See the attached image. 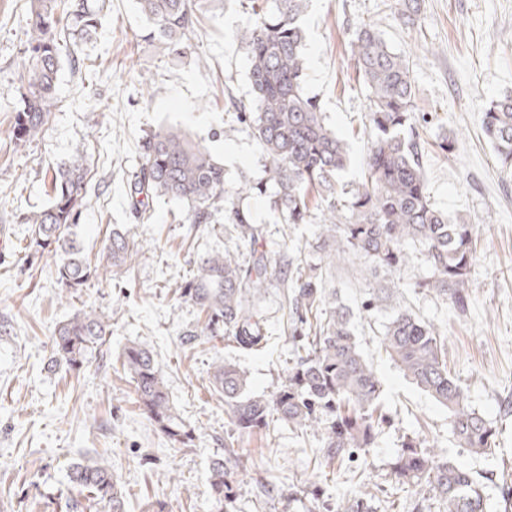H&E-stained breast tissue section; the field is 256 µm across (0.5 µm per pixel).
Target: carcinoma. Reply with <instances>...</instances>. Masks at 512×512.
<instances>
[{"mask_svg": "<svg viewBox=\"0 0 512 512\" xmlns=\"http://www.w3.org/2000/svg\"><path fill=\"white\" fill-rule=\"evenodd\" d=\"M261 2L253 20L237 34L249 63L251 98L230 101L248 124L264 159V176L247 174L229 187L224 165L185 135L159 128L142 142L137 170L127 182L136 218H150L153 201L167 197L182 205L180 223L196 227L224 213L237 233L234 250L206 254L195 262L180 297L204 315L201 325L183 333L186 345L202 336H222L239 350L260 352L270 339L269 320L253 298L266 288L282 291L288 306L292 345L282 378L271 395H252L239 368L216 361L209 371L213 394L224 401L231 434L224 453L209 464L211 512H230L236 500L243 462L235 445L279 423L321 437L327 464L344 463L373 447L394 418L383 412L385 388L365 356L351 311L329 287L323 262L356 257L375 270L399 273L411 251L424 259L428 275L411 284L450 302L459 311L470 299L471 271L478 237L474 225L439 210L431 201L423 157L425 142L415 131L413 63L395 53L375 24L362 23L351 47L355 71L369 89L365 129L369 147L358 182L347 186V143L336 136L319 102L305 88L306 33L302 18L308 0ZM148 23L147 37L173 51L183 50L186 33L198 22L206 0H138ZM384 5L414 22L420 0H385ZM112 19V0H30L21 62V107L8 128L16 145L36 139L59 108L57 77L62 55L78 63L84 42ZM482 131L506 167L512 165V94L492 100L482 113ZM50 204L27 218L31 224L25 253L48 249L61 254L56 265L60 296L75 297L91 282L131 267L138 244L128 232L109 234L106 263L92 262L77 233L88 195V171L76 159L52 173ZM271 190L280 223L320 224L324 257L302 253L287 257L267 248L263 228L254 223L244 201ZM109 320L94 309H80L52 333V366L78 372L104 353ZM379 351L417 388L448 410L456 445L474 457H488L496 446V426L468 404L464 389L448 371L444 330L408 307L388 316ZM122 367L134 383L136 402L153 428L171 447L193 443L195 429L175 412L153 351L133 343ZM392 472L402 485L422 487L443 505L442 512H488V503L472 472L405 436ZM69 482L78 495L64 500L65 512H126V492L105 459L71 464ZM310 512H372L366 490L334 506L310 490Z\"/></svg>", "mask_w": 512, "mask_h": 512, "instance_id": "cac0c4a2", "label": "carcinoma"}]
</instances>
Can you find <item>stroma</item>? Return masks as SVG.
<instances>
[{
	"label": "stroma",
	"mask_w": 512,
	"mask_h": 512,
	"mask_svg": "<svg viewBox=\"0 0 512 512\" xmlns=\"http://www.w3.org/2000/svg\"><path fill=\"white\" fill-rule=\"evenodd\" d=\"M29 0H0V128L19 108V62L26 47ZM252 19L239 0H209L189 47L178 55L146 40L147 22L137 0H112V21L90 38L81 65L63 60L57 82L60 107L41 135L23 146L0 141V318L12 324L0 334V512H58L73 495L68 466L83 456L104 455L127 494V512H210L208 463L224 449V404L209 387L213 362L236 364L249 389L269 394L288 356L284 328L288 309L278 289L256 299L265 311L271 339L264 351L247 353L220 337L194 348L181 343L184 330L200 321L180 299L199 257L233 248L223 216L203 231L177 223L178 203L158 200L148 223L139 222L126 198L143 136L161 126L187 135L224 166L228 182L240 174L261 177L263 156L249 128L236 119L227 94L251 97L248 60L235 38ZM374 20L391 48L413 60L416 127L428 143L425 172L435 206L479 229L466 313L411 284L427 276L421 257L402 275L371 273L353 259L328 272L339 301L352 309L361 348L383 381L395 424L379 436L366 461L316 465L321 442L285 426L240 445L252 459L244 471L234 512H309L297 490L314 484L336 502L371 490L373 512H413L418 489L395 484L391 463L403 434L419 431L432 447L463 464L482 483L489 512H512L502 491L512 486V169L497 159L481 133L484 108L512 91V0H423L415 23L404 24L382 0H310L306 31V90L316 96L328 125L346 139L357 181L367 151L363 118L367 87L351 61L360 21ZM454 135L446 153L438 143ZM84 158L91 190L78 232L91 260L104 256L106 232L127 230L140 253L128 273L91 283L76 298L58 295V254L26 258V217L51 198L50 171ZM267 240L293 254L318 244L319 227L277 224L269 199L246 201ZM371 288L387 291L378 311L360 303ZM408 305L446 330L448 368L459 378L472 408L499 430L493 455L476 458L458 448L448 432V413L379 357L383 321ZM95 309L112 324L109 351L80 373L50 368L54 328L74 311ZM134 342L154 350L178 415L195 426L196 438L175 449L140 411L119 357ZM271 481L277 498H263L259 484Z\"/></svg>",
	"instance_id": "35a3bbf8"
}]
</instances>
